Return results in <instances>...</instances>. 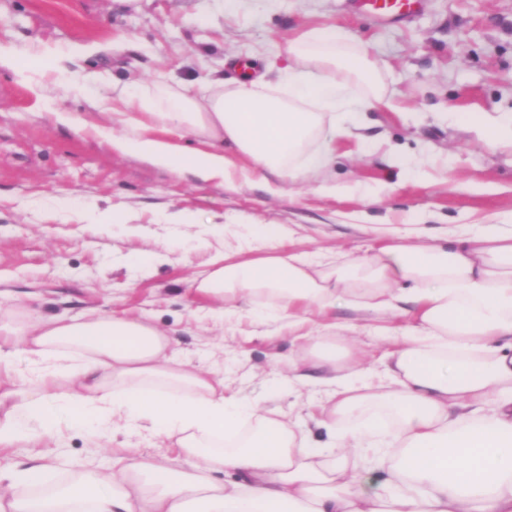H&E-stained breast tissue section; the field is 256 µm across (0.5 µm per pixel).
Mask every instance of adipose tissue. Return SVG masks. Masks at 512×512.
<instances>
[{"label": "adipose tissue", "mask_w": 512, "mask_h": 512, "mask_svg": "<svg viewBox=\"0 0 512 512\" xmlns=\"http://www.w3.org/2000/svg\"><path fill=\"white\" fill-rule=\"evenodd\" d=\"M75 52L0 46V66H24L37 85L63 84ZM282 81L239 80L204 97L187 86L135 82L96 98L87 119L57 112L125 153L203 179L236 169L232 146L253 170L296 179L334 159L326 117L386 104L367 52L333 26L289 41ZM195 137L194 149L154 129ZM262 256H212L190 287L216 318L278 320L312 338L282 373L306 386L308 363L329 389L312 443L285 414L224 395V381L171 360L172 339L141 318H80L0 312V512H512V230L476 224L435 245L410 232L379 235L372 254L333 264L285 250L288 231L260 224ZM356 312L336 321V309ZM375 318L390 336L391 385L372 383L361 360L336 365L334 341ZM125 435L112 464L69 462L64 486L34 495L43 466L6 450L37 448L72 430ZM174 442L186 464L174 470L133 440ZM223 474L215 482L214 474Z\"/></svg>", "instance_id": "ef3b65f1"}]
</instances>
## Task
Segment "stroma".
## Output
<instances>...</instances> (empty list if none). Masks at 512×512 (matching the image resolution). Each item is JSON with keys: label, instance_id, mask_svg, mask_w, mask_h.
Segmentation results:
<instances>
[{"label": "stroma", "instance_id": "stroma-1", "mask_svg": "<svg viewBox=\"0 0 512 512\" xmlns=\"http://www.w3.org/2000/svg\"><path fill=\"white\" fill-rule=\"evenodd\" d=\"M333 25L378 62L393 109L343 116L336 161L324 172L201 181L120 153L57 124L26 74L0 68V294L42 315L90 309L168 329L177 359L223 375L224 392L308 419L322 386L281 389L272 372L296 349L278 323L214 319L188 284L213 254L237 246L251 224H284L291 250L364 255L368 227L436 236L458 224L512 214V150L477 127L512 118V0H423L402 22H379L351 0H0V45L83 49L79 65L214 90L242 59L264 65L289 39ZM474 113L472 125L457 122ZM111 209L121 222L100 224ZM198 217L193 227L171 213ZM209 250H192L189 236ZM161 250L139 268L136 250Z\"/></svg>", "mask_w": 512, "mask_h": 512}]
</instances>
